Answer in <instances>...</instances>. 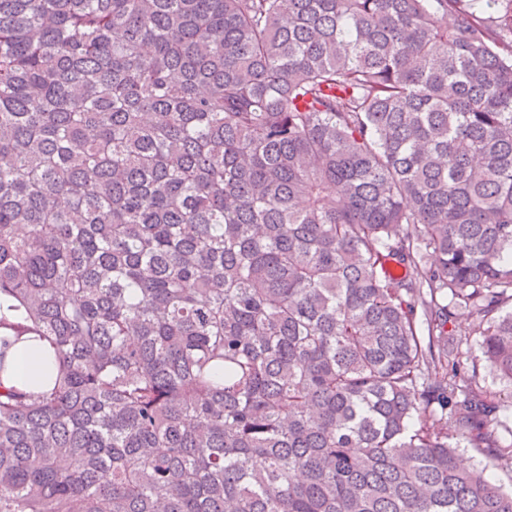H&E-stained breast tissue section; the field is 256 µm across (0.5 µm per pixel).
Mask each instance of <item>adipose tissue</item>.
<instances>
[{
	"label": "adipose tissue",
	"mask_w": 512,
	"mask_h": 512,
	"mask_svg": "<svg viewBox=\"0 0 512 512\" xmlns=\"http://www.w3.org/2000/svg\"><path fill=\"white\" fill-rule=\"evenodd\" d=\"M54 375L52 346L40 337L29 336L0 355V382L4 385L38 393Z\"/></svg>",
	"instance_id": "ef3b65f1"
}]
</instances>
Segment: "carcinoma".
I'll list each match as a JSON object with an SVG mask.
<instances>
[{
    "label": "carcinoma",
    "mask_w": 512,
    "mask_h": 512,
    "mask_svg": "<svg viewBox=\"0 0 512 512\" xmlns=\"http://www.w3.org/2000/svg\"><path fill=\"white\" fill-rule=\"evenodd\" d=\"M498 2L0 0V512H512ZM9 349H4L5 386H14L26 392L39 393L45 390L54 377L53 349L51 344L38 336H23ZM481 386L487 389L491 395L495 396L497 399H500L505 405L509 404L510 401V391L512 387L506 382L499 381L490 374L489 370L483 367L481 363L477 367V378H476Z\"/></svg>",
    "instance_id": "cac0c4a2"
}]
</instances>
